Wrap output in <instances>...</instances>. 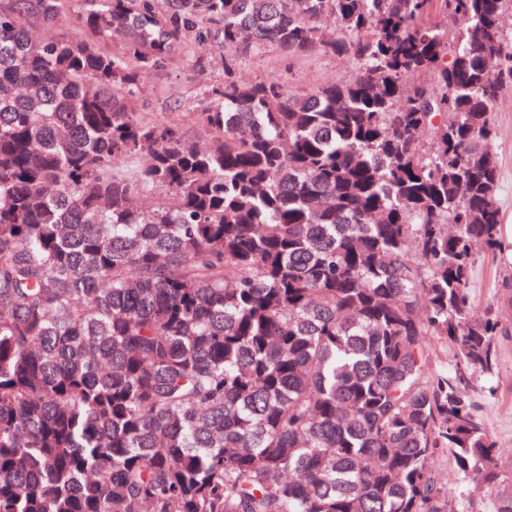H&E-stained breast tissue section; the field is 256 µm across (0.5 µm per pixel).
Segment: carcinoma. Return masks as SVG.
I'll list each match as a JSON object with an SVG mask.
<instances>
[{
	"label": "carcinoma",
	"mask_w": 512,
	"mask_h": 512,
	"mask_svg": "<svg viewBox=\"0 0 512 512\" xmlns=\"http://www.w3.org/2000/svg\"><path fill=\"white\" fill-rule=\"evenodd\" d=\"M507 14L0 0V512H512L469 394L501 368L470 282L501 249ZM209 40L358 71L302 91L228 67L200 147L136 91Z\"/></svg>",
	"instance_id": "cac0c4a2"
}]
</instances>
